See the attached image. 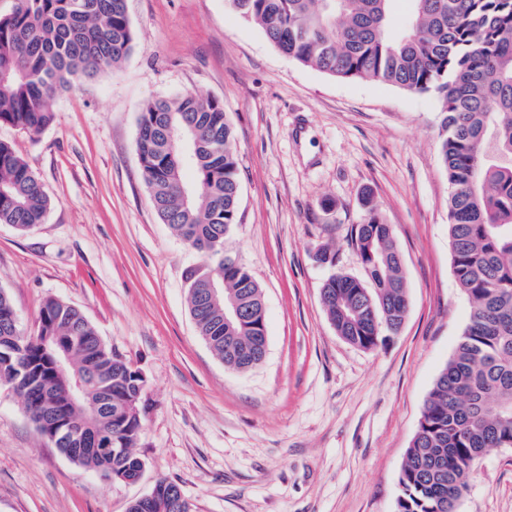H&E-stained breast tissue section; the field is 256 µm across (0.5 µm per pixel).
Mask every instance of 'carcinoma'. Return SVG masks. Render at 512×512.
I'll list each match as a JSON object with an SVG mask.
<instances>
[{
  "label": "carcinoma",
  "instance_id": "carcinoma-1",
  "mask_svg": "<svg viewBox=\"0 0 512 512\" xmlns=\"http://www.w3.org/2000/svg\"><path fill=\"white\" fill-rule=\"evenodd\" d=\"M395 0H228L232 12L258 25L269 42L300 65L340 80H370L441 102L440 158L448 175V238L456 283L471 312L452 358L429 393L401 469L397 512H443L458 499L489 448L512 440V0H405L399 28ZM125 0H17L0 15V125L31 136L52 121L46 99L83 75L109 74L131 53ZM136 150L151 202L163 223L202 260L184 271L199 334L224 365H259L266 323L259 316L240 333L224 326V302L206 304L210 280L224 296L256 303L262 289L241 264L227 266L238 223L237 146L224 106L178 94L150 101L138 115ZM196 144L194 164L179 159ZM195 172L189 182L186 172ZM50 206L41 181L12 145L0 140V224L21 232L43 223ZM367 280L333 274L322 288L336 333L372 349L395 333L408 296L391 225L369 213L351 233ZM15 309L0 289V336ZM21 356L0 362V385L21 399L41 431L66 419L61 452L80 447L98 429L112 447L133 448L142 423L124 405L140 379L98 348L95 327L73 306L49 299ZM55 336H75L74 364H92V382L74 405L66 376L51 368Z\"/></svg>",
  "mask_w": 512,
  "mask_h": 512
}]
</instances>
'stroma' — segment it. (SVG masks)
Instances as JSON below:
<instances>
[{
  "instance_id": "obj_1",
  "label": "stroma",
  "mask_w": 512,
  "mask_h": 512,
  "mask_svg": "<svg viewBox=\"0 0 512 512\" xmlns=\"http://www.w3.org/2000/svg\"><path fill=\"white\" fill-rule=\"evenodd\" d=\"M133 49L116 72L49 101L38 136L0 140L51 199L43 224H0V288L25 332L46 299L79 308L147 380L135 484L60 453L0 387V512H127L155 482L194 512H395L406 451L471 303L452 271L439 99L296 64L227 0H126ZM223 103L241 199L230 249L260 285L267 355L224 366L191 318L185 269L201 256L164 224L136 152L147 102ZM375 209L408 287L397 334L366 350L338 336L321 291L364 278L350 245ZM335 265L317 261L322 249ZM458 512H512V450L488 449Z\"/></svg>"
}]
</instances>
